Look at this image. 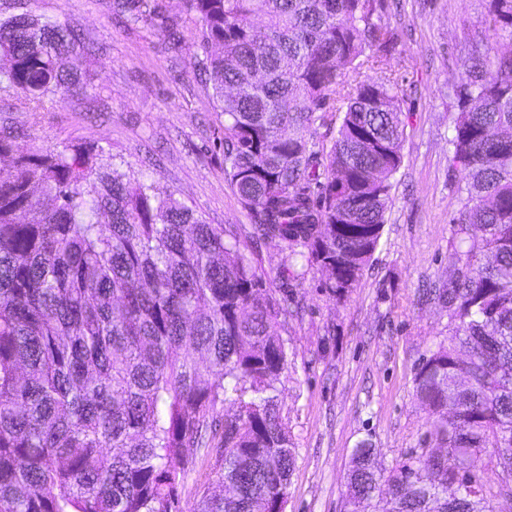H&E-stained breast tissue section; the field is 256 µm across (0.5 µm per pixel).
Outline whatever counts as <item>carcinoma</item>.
<instances>
[{"instance_id":"1","label":"carcinoma","mask_w":512,"mask_h":512,"mask_svg":"<svg viewBox=\"0 0 512 512\" xmlns=\"http://www.w3.org/2000/svg\"><path fill=\"white\" fill-rule=\"evenodd\" d=\"M197 15V70L224 115V172L252 224L250 243L332 266L341 299L369 264L401 165L405 122L391 81H345L393 49L380 0H184ZM146 0H112L124 24ZM485 24L512 34V0ZM153 15L176 49L175 16ZM78 35L23 6L0 16V90L34 109L84 91ZM494 74H489V70ZM450 146L465 244L434 289L448 344L430 352L415 399L434 416L430 447L378 466L352 452L345 512H493L466 483L512 469V52L467 45ZM343 113L330 148L322 113ZM0 126V512H179L194 465L215 449L220 494L193 512H280L295 451L277 383L291 365L277 298L236 237L173 192L98 165L96 149L18 153Z\"/></svg>"}]
</instances>
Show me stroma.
<instances>
[{
    "mask_svg": "<svg viewBox=\"0 0 512 512\" xmlns=\"http://www.w3.org/2000/svg\"><path fill=\"white\" fill-rule=\"evenodd\" d=\"M28 7L74 27L96 54L76 61L86 92L36 111L0 92V126L24 132L18 150L99 147L103 167L121 166L176 193L207 223L245 239L251 217L224 175V118L189 50L172 49L157 24H117L110 0H28ZM485 14V0H384L381 23L396 38L387 70L406 134L379 243L346 297L328 294L317 267L300 282L286 280L282 243L246 248L258 274L300 303L276 325L293 353L277 384L296 458L285 512H344V477L359 443H371L386 467L427 445L432 418L413 395L414 379L446 340L448 316L419 294L446 282L457 262L449 224L459 207L449 172L453 91L468 38L498 52L512 44L511 34L487 31Z\"/></svg>",
    "mask_w": 512,
    "mask_h": 512,
    "instance_id": "stroma-1",
    "label": "stroma"
}]
</instances>
